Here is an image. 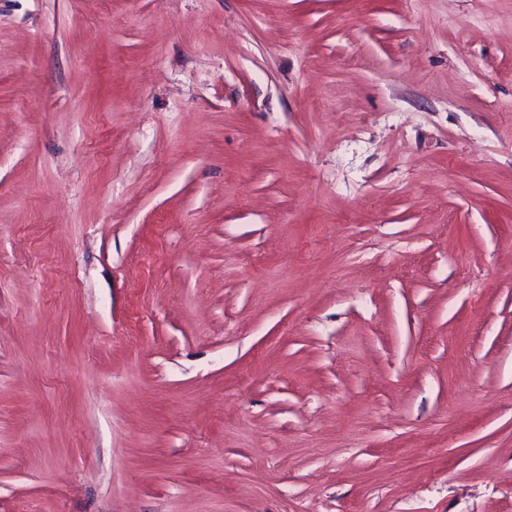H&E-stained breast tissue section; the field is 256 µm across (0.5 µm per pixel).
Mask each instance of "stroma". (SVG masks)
<instances>
[{
  "instance_id": "1",
  "label": "stroma",
  "mask_w": 512,
  "mask_h": 512,
  "mask_svg": "<svg viewBox=\"0 0 512 512\" xmlns=\"http://www.w3.org/2000/svg\"><path fill=\"white\" fill-rule=\"evenodd\" d=\"M0 512H512V0H0Z\"/></svg>"
}]
</instances>
